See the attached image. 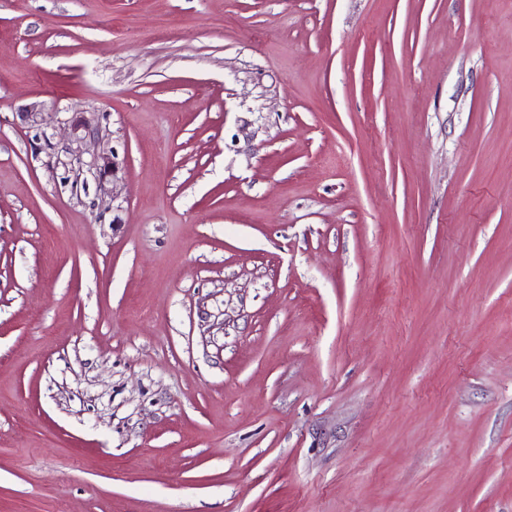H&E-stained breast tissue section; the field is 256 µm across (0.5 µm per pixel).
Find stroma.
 <instances>
[{
    "mask_svg": "<svg viewBox=\"0 0 512 512\" xmlns=\"http://www.w3.org/2000/svg\"><path fill=\"white\" fill-rule=\"evenodd\" d=\"M0 512H512V0H0ZM117 154L112 149V156L107 153H102L93 156L92 159L87 162L84 161L80 155H74L70 159L69 163H62L64 166L70 165L71 169H75L77 166L78 170L83 169L84 166L88 167L89 170H96L99 183L105 180L107 177H112V185L118 181L119 162L116 160Z\"/></svg>",
    "mask_w": 512,
    "mask_h": 512,
    "instance_id": "35a3bbf8",
    "label": "stroma"
}]
</instances>
